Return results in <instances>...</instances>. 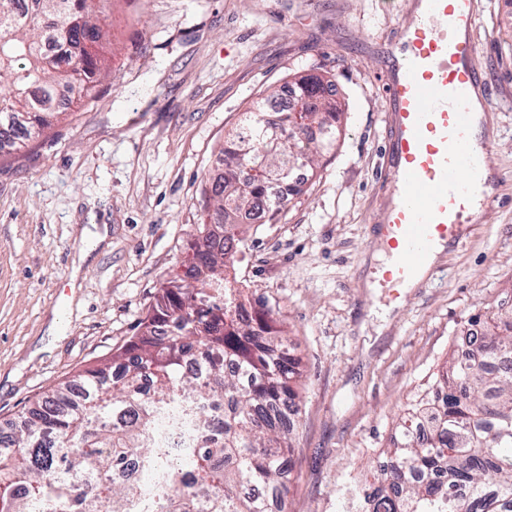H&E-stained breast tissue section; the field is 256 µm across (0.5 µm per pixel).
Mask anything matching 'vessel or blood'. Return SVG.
<instances>
[{"instance_id": "b4317fda", "label": "vessel or blood", "mask_w": 512, "mask_h": 512, "mask_svg": "<svg viewBox=\"0 0 512 512\" xmlns=\"http://www.w3.org/2000/svg\"><path fill=\"white\" fill-rule=\"evenodd\" d=\"M415 5L398 31L403 52L385 75L395 183L380 230L393 258L382 277L392 288L418 274L436 243L460 240L478 190L493 184L469 146L475 111L493 108L475 61L476 0Z\"/></svg>"}]
</instances>
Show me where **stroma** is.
<instances>
[{
	"instance_id": "35a3bbf8",
	"label": "stroma",
	"mask_w": 512,
	"mask_h": 512,
	"mask_svg": "<svg viewBox=\"0 0 512 512\" xmlns=\"http://www.w3.org/2000/svg\"><path fill=\"white\" fill-rule=\"evenodd\" d=\"M479 2L497 188L433 275L393 300L379 285L395 179L382 77L411 0H107L111 71L94 98L0 156V430L139 334L212 221L204 190L243 112L322 73L341 135L277 223L248 225L234 276L280 310L301 361L288 512H338L470 320L512 311V0Z\"/></svg>"
}]
</instances>
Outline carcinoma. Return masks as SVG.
Masks as SVG:
<instances>
[{
	"label": "carcinoma",
	"mask_w": 512,
	"mask_h": 512,
	"mask_svg": "<svg viewBox=\"0 0 512 512\" xmlns=\"http://www.w3.org/2000/svg\"><path fill=\"white\" fill-rule=\"evenodd\" d=\"M101 0H0V155L40 137L63 114L60 95L92 98L103 70L90 51L102 31ZM297 96L266 121L263 99L243 113L208 199L214 223L192 246L186 270L156 297L137 340L112 361L38 398L0 436V512H132L145 495L126 472L154 482L158 512H272L289 491L283 464L300 414L299 361L288 353L279 311L246 307L224 272L242 254V214L274 184H290L336 142L342 115L331 80L293 82ZM249 163L253 175L237 180ZM466 359L452 353L436 375L441 405L429 432L425 403L395 428L388 464L353 485L345 512H512V316L490 313L470 333ZM224 401V422L198 419L200 449L176 460L148 438L159 418L194 398Z\"/></svg>",
	"instance_id": "cac0c4a2"
}]
</instances>
